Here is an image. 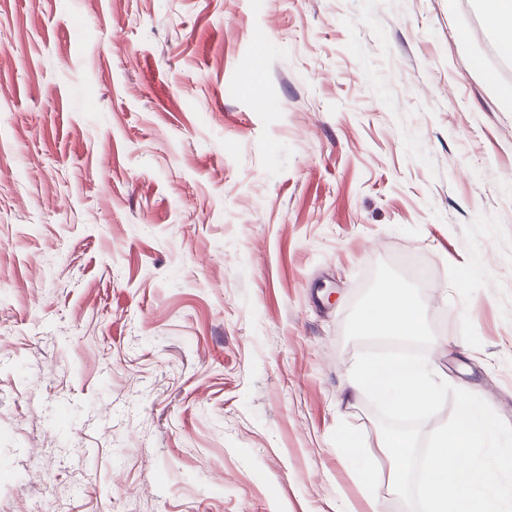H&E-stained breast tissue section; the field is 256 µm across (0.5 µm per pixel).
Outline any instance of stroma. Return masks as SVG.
Returning a JSON list of instances; mask_svg holds the SVG:
<instances>
[{
  "mask_svg": "<svg viewBox=\"0 0 512 512\" xmlns=\"http://www.w3.org/2000/svg\"><path fill=\"white\" fill-rule=\"evenodd\" d=\"M495 47L482 0H0V512H408L348 393L381 261L512 425Z\"/></svg>",
  "mask_w": 512,
  "mask_h": 512,
  "instance_id": "obj_1",
  "label": "stroma"
}]
</instances>
